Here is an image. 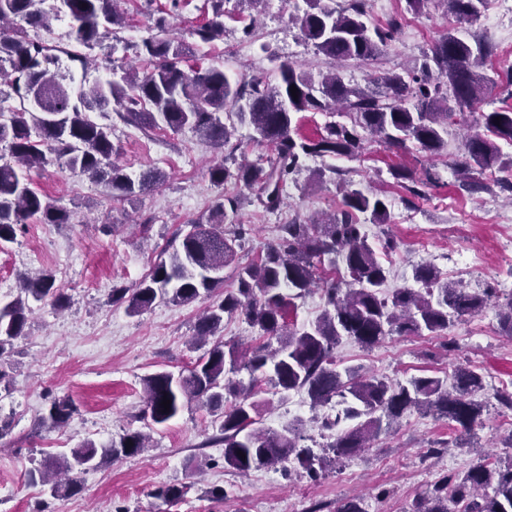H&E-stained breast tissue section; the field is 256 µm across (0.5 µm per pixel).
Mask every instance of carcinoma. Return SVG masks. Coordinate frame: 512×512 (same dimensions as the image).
<instances>
[{"label":"carcinoma","mask_w":512,"mask_h":512,"mask_svg":"<svg viewBox=\"0 0 512 512\" xmlns=\"http://www.w3.org/2000/svg\"><path fill=\"white\" fill-rule=\"evenodd\" d=\"M117 2L62 0L56 11L48 12L44 0H0V95L20 100V106L0 112V244L14 241L15 226L30 218L71 223V211L31 187L27 172L33 169L57 162L124 198L164 182L166 175L158 169L133 179L115 161L111 129L89 117L113 101L122 105L120 116L128 122L162 123L174 132L189 128L216 149L230 142L237 126L251 129L255 142L275 151L269 167L241 163L232 171L222 160L210 167V180L218 186L231 178L249 188L255 185L259 204L274 212L283 204L288 176L301 170L305 157H354L368 138L401 150L411 141L431 156L447 150L448 125L477 106L496 84L481 72L486 45L462 38L456 29L423 52L412 69L371 75L363 87L345 83L337 70L315 77L291 63L277 66L268 81H233L216 66L182 67L186 48L162 37L166 21L161 18L156 22L159 34L138 47L139 54L154 62L150 72L142 75L130 68L121 80L97 83L74 96L69 68L27 41L25 26L49 29L59 13L68 14L77 23L76 42L86 49L75 61L85 69L95 49H105L112 27L124 22ZM306 2L308 9L290 16V22L316 52L338 65L377 60L397 30L393 22L369 27L362 0L341 9L322 0ZM439 2L456 19L472 22L487 0ZM193 35L203 43L223 38L224 0H212V17ZM28 101L35 109L25 106ZM309 111L345 112L350 124L332 122L316 139L294 138V114ZM482 118L485 133L465 136L457 164L462 188L469 192L487 189L474 174L503 166L499 141L512 144V108L484 112ZM339 191L341 206L330 218L279 225V237L265 255L237 268V288L224 293L196 322L193 344L211 347L191 368L177 375L158 371L143 379L146 428L169 421L184 403L195 400L216 412V432L208 443L224 448L229 468L247 473L294 461L311 477L370 447L413 410L453 422L464 433L473 430L486 407L477 371L458 365L449 380L428 375L403 384L361 368L339 369L336 348L344 339L371 349L393 335L439 336L456 321L482 311L494 289L470 291L443 279L429 264L413 268L419 287L386 289L390 268L382 254L395 251L397 243L388 239L378 246L365 231L367 222L386 223L385 199L345 184ZM227 204L235 209L232 199L219 198L209 223L176 232L168 259L135 287L112 289V302L124 301L130 312L140 313L157 301L187 305L221 287V273L234 262L236 243L244 235L241 224L232 236L224 234ZM317 286L324 298L320 315L307 326L289 323L287 312L295 300ZM32 302H49L62 311L67 297L49 272L19 276L17 295L0 307V363L24 335ZM226 314L243 316L259 329L263 342L244 353L226 346L221 336ZM497 316L512 336V297L498 306ZM266 389L283 398L301 391L313 409L333 402L341 406L335 418L326 415L321 423L331 442L318 452L301 445L300 419L279 430L260 426L256 396ZM165 398L170 400L167 411L161 406ZM74 411L70 398H55L44 420L60 427ZM342 420L352 426L337 429ZM147 439L133 431L117 443L88 440L29 471L28 483L53 496L72 490L75 475L106 460L136 455ZM187 491L186 485L172 484L156 496L175 503ZM413 512H512V463L447 472L418 498Z\"/></svg>","instance_id":"1"}]
</instances>
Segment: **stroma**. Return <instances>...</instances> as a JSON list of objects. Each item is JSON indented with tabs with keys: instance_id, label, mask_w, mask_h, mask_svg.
<instances>
[{
	"instance_id": "obj_1",
	"label": "stroma",
	"mask_w": 512,
	"mask_h": 512,
	"mask_svg": "<svg viewBox=\"0 0 512 512\" xmlns=\"http://www.w3.org/2000/svg\"><path fill=\"white\" fill-rule=\"evenodd\" d=\"M169 7L168 0H125L124 22L110 37L116 47L110 61L76 70L73 89L111 80L116 69L149 68L148 58L136 57L133 47L155 35V20ZM364 7L369 24L395 19L399 28L378 60L347 62L342 69L347 82L361 85L369 74L412 67L452 26L487 41L486 73L503 76L512 70V11L501 0H488L476 21L461 24L436 0H429L419 15L406 0H364ZM306 8L305 0H266L258 9L248 0H226L223 39L201 46L186 62L221 67L233 79L271 78L283 62L315 74L327 72L331 60L317 54L289 22L290 15ZM511 103L501 86L490 87L484 102L466 113L464 124L449 128L448 149L438 157H426L414 146L397 151L367 141L355 158H307L303 174L286 183L284 203L274 212L264 211L243 185L231 180L217 186L208 174L210 165L230 154L261 164L271 158L268 147L253 142L248 127H238L229 148L213 152L187 128H148L125 122L114 111L92 113L93 121L111 126L116 159L127 174L157 168L166 180L129 201L57 164L31 173L33 188L60 201L72 221L31 219L17 229L13 242L0 245V307L16 296L19 275L37 270L54 275L69 305L59 312L34 304L24 336L14 343L13 382L9 390L0 389V419L9 424L0 437V512L40 507L45 512H307L314 502L324 504V512H335L338 502L353 494L363 497L368 512H412L416 498L440 475L511 458L512 448L503 440L512 431V410L493 404L474 428L472 448L452 447L460 435L456 425L413 411L371 447L317 479L280 466L242 475L225 467L222 449L206 446L214 416L194 402L154 426L146 452L81 474L76 491L52 498L26 483L27 471L50 456L87 440L106 444L143 429L144 377L161 370L179 373L203 355L191 337L209 299L188 305L158 302L133 315L112 302L111 290L148 277L177 229L207 223L219 197L236 200L231 221L247 231L235 266L224 269L225 287H235L236 265L256 261L276 241L279 225L336 209L337 184L346 181L387 198V222L367 225L366 231L371 240L390 236L399 245L391 286L412 285L413 266L429 263L469 289L489 284L499 296L512 295V248L503 242L512 231L497 220L498 211L512 209V193L497 184L501 178L512 181V145L502 147L507 164L499 175H482L486 191L461 190L455 167L467 130L482 126V113ZM396 165L411 171L410 181L392 178L390 169ZM474 250L486 255L477 272L462 265ZM447 338L455 343L449 352L442 348ZM336 356L341 366L360 365L402 383L414 376H444L456 364L476 369L486 391L512 383V337L502 330L492 305L456 322L443 338L392 336L370 350L345 342ZM63 396L76 408L67 424L42 423L51 400ZM439 442L446 448L433 454ZM168 484H184L189 491L169 504L154 495ZM216 488L225 490L224 499L212 497Z\"/></svg>"
}]
</instances>
